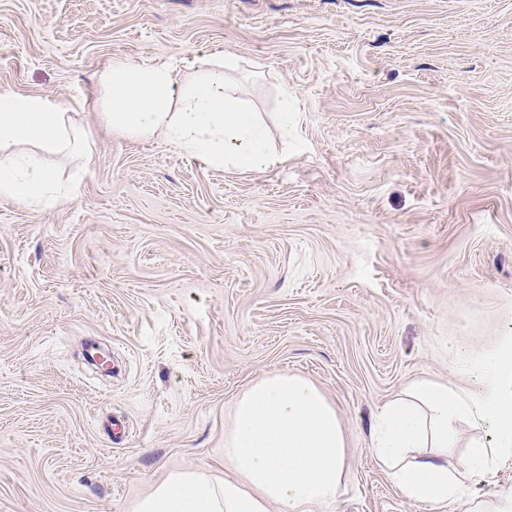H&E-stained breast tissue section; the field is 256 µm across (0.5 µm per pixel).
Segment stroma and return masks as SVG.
<instances>
[{
	"label": "stroma",
	"mask_w": 512,
	"mask_h": 512,
	"mask_svg": "<svg viewBox=\"0 0 512 512\" xmlns=\"http://www.w3.org/2000/svg\"><path fill=\"white\" fill-rule=\"evenodd\" d=\"M239 57L284 159L207 168L112 135L113 57ZM73 106L94 161L53 209L0 198V512H132L175 468L223 477L235 399L273 372L332 400L328 512L404 499L369 450L420 377L476 396L512 341V0H0V90ZM298 125L281 130L284 94Z\"/></svg>",
	"instance_id": "obj_1"
}]
</instances>
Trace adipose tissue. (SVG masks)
Returning a JSON list of instances; mask_svg holds the SVG:
<instances>
[{"label": "adipose tissue", "instance_id": "1", "mask_svg": "<svg viewBox=\"0 0 512 512\" xmlns=\"http://www.w3.org/2000/svg\"><path fill=\"white\" fill-rule=\"evenodd\" d=\"M239 59L217 54L184 63L116 57L99 71L98 107L113 134L159 139L214 169L260 172L277 164L259 112L228 82ZM80 151L89 133L70 106L0 92V198L51 208L79 184L59 177L48 158ZM476 366L482 393L471 397L426 378L408 396L382 406L370 451L408 501L440 505L512 459V347L485 352ZM469 419L488 440H471L449 461L456 424ZM347 440L335 405L309 379L279 372L236 399L224 434L231 473L215 478L171 470L137 500L134 512H318L335 503L345 474Z\"/></svg>", "mask_w": 512, "mask_h": 512}]
</instances>
